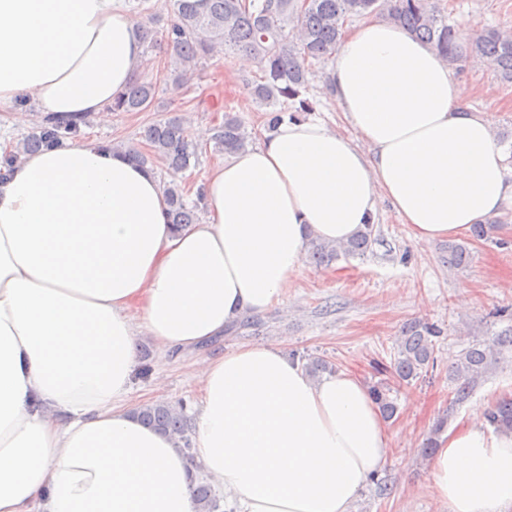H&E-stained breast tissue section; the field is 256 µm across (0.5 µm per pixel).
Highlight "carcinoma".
<instances>
[{
	"mask_svg": "<svg viewBox=\"0 0 512 512\" xmlns=\"http://www.w3.org/2000/svg\"><path fill=\"white\" fill-rule=\"evenodd\" d=\"M135 2L132 12L143 31L144 54L166 44L173 52L174 81L178 84L189 83L203 63L221 50L227 56L243 53L256 59L261 76L247 83V87L256 103L269 109L267 126L270 129L283 120V112L275 109L281 102L294 105L293 118L311 111L309 102L303 98L308 87L309 65L335 55L343 25L354 16L383 13L440 53L449 64H458L466 56L486 58L497 67L501 79L512 82V30L495 28L466 43L461 30L448 24V18L441 14L434 0H170V19L159 31L155 28L158 22L155 5L150 0ZM154 95L155 85L137 77L113 101L112 111L146 112L153 105ZM88 124L87 117L74 122L43 116L24 137L22 150L37 152L75 141ZM141 138L151 147L152 154L125 150L126 156L140 166L146 167L159 160L175 177L196 166L197 148L190 140L184 121L173 118L153 122L143 128ZM214 142L215 148L226 155L244 151L248 136L242 119L230 112L224 113V121L216 127ZM165 192L175 229L198 223L201 193H196V201L189 204L182 186L175 180L165 187ZM374 241L372 224L364 225L342 245L313 240L308 262L322 267L343 256H361L370 250ZM469 260L467 245L448 244V266L460 268ZM438 334V329L419 322L403 326L390 366L398 382L409 385L434 364L432 337ZM510 347L512 328L498 334L490 344L468 347L450 372L454 382L450 403L464 402L474 384L504 358V351ZM371 393L385 418L397 415L398 406L391 397L392 388L388 383L373 384ZM135 416L149 428L172 437L182 453L193 458L192 423L186 403L141 405L136 408ZM486 416L491 426L512 430V397H501L486 410ZM447 422L448 419L443 418L436 423L423 442L424 455L434 454L439 447ZM189 490L199 512H216L218 504L210 485L191 475Z\"/></svg>",
	"mask_w": 512,
	"mask_h": 512,
	"instance_id": "1",
	"label": "carcinoma"
}]
</instances>
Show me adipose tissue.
<instances>
[{
	"label": "adipose tissue",
	"instance_id": "adipose-tissue-1",
	"mask_svg": "<svg viewBox=\"0 0 512 512\" xmlns=\"http://www.w3.org/2000/svg\"><path fill=\"white\" fill-rule=\"evenodd\" d=\"M143 61L127 0H0V109L107 119ZM327 90L351 134L283 120L203 174L206 217L178 232L154 173L94 141L0 179V512H198L191 461L133 416L138 336L170 353L222 337L280 300L309 238L348 241L381 201L427 244L512 208L493 120L402 29L347 35ZM193 374L195 461L224 512H349L387 461L392 432L354 375L313 378L273 344ZM429 489L448 512H505L512 431L474 411Z\"/></svg>",
	"mask_w": 512,
	"mask_h": 512
}]
</instances>
